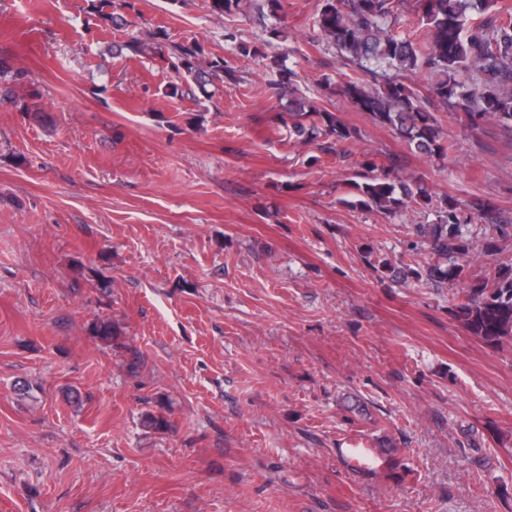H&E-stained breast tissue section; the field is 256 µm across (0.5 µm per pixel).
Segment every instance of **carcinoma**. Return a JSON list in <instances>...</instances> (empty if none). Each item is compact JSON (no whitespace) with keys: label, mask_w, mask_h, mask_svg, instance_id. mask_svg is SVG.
Listing matches in <instances>:
<instances>
[{"label":"carcinoma","mask_w":512,"mask_h":512,"mask_svg":"<svg viewBox=\"0 0 512 512\" xmlns=\"http://www.w3.org/2000/svg\"><path fill=\"white\" fill-rule=\"evenodd\" d=\"M90 14L109 27H121L126 19L110 10L112 0H89ZM425 31L419 39L394 33L387 25L394 13L395 0H322L316 25L325 39L345 52L349 62L363 73L381 79L374 87L359 77L336 87L325 81L324 91L338 90L359 112L374 122L388 126L417 151L445 155L451 144L443 138L439 119L414 97L412 91L388 71L420 68L431 76L432 93L454 111L464 115L463 124L474 127L495 121L512 132V9L505 7L485 16L489 0H423ZM479 20H473V16ZM164 32L149 43L130 40L118 51L147 55L167 47V64L177 79L193 85L204 97L210 88L233 78L221 56L207 57L199 42L166 44ZM275 75L271 86L288 92L297 74L278 60L269 63ZM0 102L23 101L18 91L31 86L38 93L28 72L0 56ZM288 117L297 137L324 138L321 150L332 152L339 144L355 137L354 129L315 104L305 95L289 99ZM363 176L352 182L357 204L387 217L400 212L413 200L412 189L398 185L390 174ZM437 223L421 224L417 236L430 251L450 258L452 263L422 265L415 257L406 264L411 277L436 286L457 280L465 274L471 256L468 227L458 202L441 199L436 205ZM457 318L474 336L493 346L512 344V264L499 268L492 283L475 282L466 289L458 306Z\"/></svg>","instance_id":"1"}]
</instances>
